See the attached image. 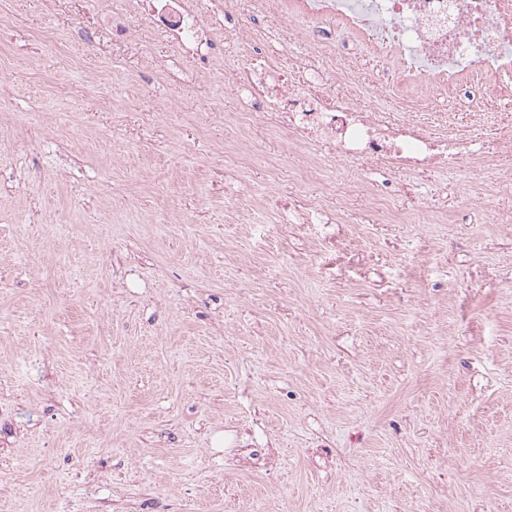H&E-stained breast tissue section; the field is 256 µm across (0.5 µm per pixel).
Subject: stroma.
<instances>
[{
	"label": "stroma",
	"instance_id": "1",
	"mask_svg": "<svg viewBox=\"0 0 512 512\" xmlns=\"http://www.w3.org/2000/svg\"><path fill=\"white\" fill-rule=\"evenodd\" d=\"M227 7L205 62L142 0H0V512H512V157L303 174L224 69L332 71L284 21L349 25ZM355 65L464 126L396 49Z\"/></svg>",
	"mask_w": 512,
	"mask_h": 512
}]
</instances>
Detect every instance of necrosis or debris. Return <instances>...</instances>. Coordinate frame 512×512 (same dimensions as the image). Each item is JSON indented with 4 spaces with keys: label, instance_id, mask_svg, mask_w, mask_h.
Listing matches in <instances>:
<instances>
[{
    "label": "necrosis or debris",
    "instance_id": "4bbe7bcc",
    "mask_svg": "<svg viewBox=\"0 0 512 512\" xmlns=\"http://www.w3.org/2000/svg\"><path fill=\"white\" fill-rule=\"evenodd\" d=\"M314 15L345 19L369 42L400 53L408 72L448 81L467 74L466 122L470 135L438 134L410 117L390 118L360 106L346 93L320 92L295 81L274 58L251 54L226 72V88L241 93L243 123L259 121L285 130L288 145L328 147L337 161L380 166L404 175L450 168L463 160L490 172L491 155L512 156V118L489 125L485 112L489 78L512 77V37L500 22L512 0H309ZM222 0H159L155 11L183 51L208 56L213 45L201 25Z\"/></svg>",
    "mask_w": 512,
    "mask_h": 512
}]
</instances>
